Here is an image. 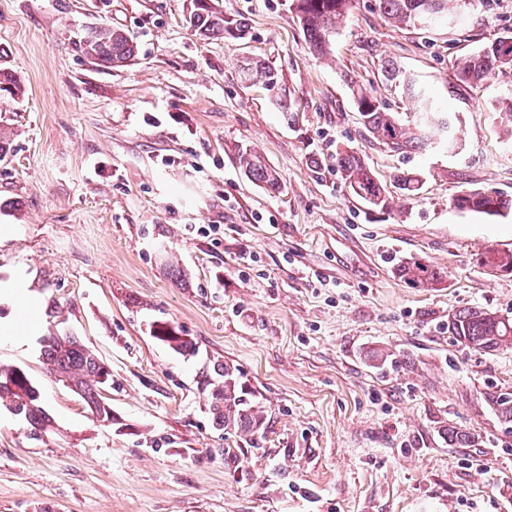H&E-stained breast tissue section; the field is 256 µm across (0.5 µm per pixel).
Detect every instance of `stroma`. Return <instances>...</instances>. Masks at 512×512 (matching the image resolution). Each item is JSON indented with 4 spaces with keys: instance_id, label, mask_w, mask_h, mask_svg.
<instances>
[{
    "instance_id": "stroma-1",
    "label": "stroma",
    "mask_w": 512,
    "mask_h": 512,
    "mask_svg": "<svg viewBox=\"0 0 512 512\" xmlns=\"http://www.w3.org/2000/svg\"><path fill=\"white\" fill-rule=\"evenodd\" d=\"M187 0H0V325L4 291L30 285L29 343L0 340V363L34 379L56 432L37 441L0 408V512H512V347L459 344L448 316L512 317V276L476 256L512 250V211L460 210L456 195L512 196V138L496 110L512 70L449 99L453 64L512 33V0L422 28L353 0L327 59L314 57L292 0H223L243 34L203 41ZM102 23L137 46L108 69L71 40ZM261 61L275 88L244 81ZM391 60L448 108L456 155L390 152L366 133L342 73L391 112H408L381 75ZM292 102V114L280 100ZM246 145L280 178L249 181ZM360 150L390 189L370 209L344 186L338 149ZM419 175L414 197L394 178ZM416 256L437 288L394 272ZM171 323L185 358L153 338ZM79 336L112 370V425L47 374L41 340ZM236 367L266 417L249 438L217 431L203 371ZM472 437L463 446L451 435ZM396 274L413 288H437L445 272L417 257H406L395 264Z\"/></svg>"
}]
</instances>
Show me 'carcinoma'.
<instances>
[{
  "label": "carcinoma",
  "instance_id": "carcinoma-1",
  "mask_svg": "<svg viewBox=\"0 0 512 512\" xmlns=\"http://www.w3.org/2000/svg\"><path fill=\"white\" fill-rule=\"evenodd\" d=\"M297 17L311 52L318 58L332 54L336 34L345 24L352 0H297ZM420 0H378L380 15L416 27ZM482 0H433L436 19L448 17L455 9L460 14L475 11ZM188 22L202 40L224 37V9L220 0H190ZM75 50L98 66L125 67L136 56V45L120 28L102 24L74 41ZM512 69V35L500 36L480 50L461 58L456 65L455 79L448 85V96L464 99L467 89L481 83L487 75ZM382 76L400 96L417 104L412 119L404 120L388 112L370 91L343 75L351 91L352 101L364 129L387 149L398 154L423 149L430 145L427 133L439 126L445 130L447 148L459 150L464 144L461 130L452 122L436 100L413 77H407L389 60L382 63ZM249 82L274 87L278 73L261 62L243 68ZM237 160L248 180L269 188L279 187L277 172L257 153L239 147ZM336 164L349 191L374 209L391 208L386 187L376 178L363 155L354 149L336 153ZM404 196H414L419 179L411 173L395 176ZM459 209H468L490 217L512 209V199L500 193L465 191L453 198ZM480 265L497 273H512V251L491 248L481 254ZM396 274L413 288H436L445 279V272L417 257H406L395 264ZM448 333L467 348L495 352L512 344V318L498 317L482 307H466L448 316ZM153 337L182 356L195 354L196 347L179 335L166 322L153 325ZM42 363L46 372L64 387L77 394L92 417L111 418L112 405L101 389L112 386V373L100 356L76 336H47L42 340ZM209 390L213 423L230 434L255 436L263 428L261 406L249 398L240 383L238 370L219 359L211 361L204 380ZM0 405L12 415L24 419L29 436L40 440L53 428L52 420L42 406L41 393L29 374L17 366L0 364Z\"/></svg>",
  "mask_w": 512,
  "mask_h": 512
}]
</instances>
